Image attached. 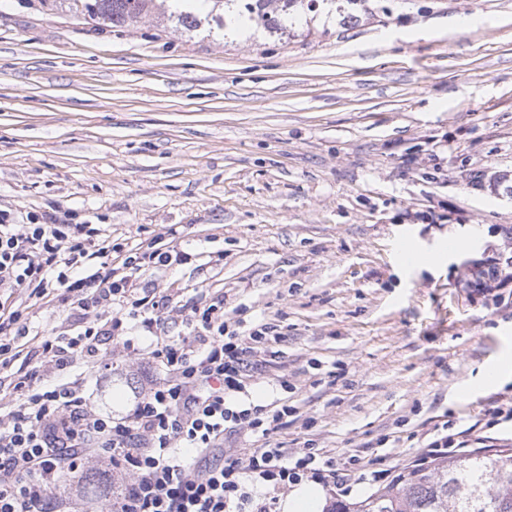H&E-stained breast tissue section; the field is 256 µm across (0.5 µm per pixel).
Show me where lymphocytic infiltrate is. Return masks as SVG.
Here are the masks:
<instances>
[{"label": "lymphocytic infiltrate", "instance_id": "obj_1", "mask_svg": "<svg viewBox=\"0 0 512 512\" xmlns=\"http://www.w3.org/2000/svg\"><path fill=\"white\" fill-rule=\"evenodd\" d=\"M191 259L151 244L116 256L94 224L48 214L20 224L0 210V372L13 374L0 393V512H102L76 482L101 459L129 476L119 512H274L277 492L305 477L347 493L349 470L308 446L291 454L265 443L289 407L256 404L247 386L282 339L274 325L228 324L219 300L193 307L183 334L163 335L171 299L149 294L142 277ZM20 288L43 300L61 290L66 329L35 332L24 308L3 300ZM116 342L127 360L165 373L117 417L87 395L88 374L111 371ZM22 358L31 368L14 370ZM241 431L263 445L215 460Z\"/></svg>", "mask_w": 512, "mask_h": 512}]
</instances>
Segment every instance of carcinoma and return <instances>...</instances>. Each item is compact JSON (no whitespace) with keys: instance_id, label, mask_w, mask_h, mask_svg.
I'll use <instances>...</instances> for the list:
<instances>
[{"instance_id":"obj_1","label":"carcinoma","mask_w":512,"mask_h":512,"mask_svg":"<svg viewBox=\"0 0 512 512\" xmlns=\"http://www.w3.org/2000/svg\"><path fill=\"white\" fill-rule=\"evenodd\" d=\"M99 28L154 16L210 37L233 25L254 36L292 34L329 17L336 0H44ZM324 512H512V453L461 454L398 477L367 498L336 499Z\"/></svg>"}]
</instances>
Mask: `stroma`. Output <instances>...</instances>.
<instances>
[{"label": "stroma", "instance_id": "stroma-1", "mask_svg": "<svg viewBox=\"0 0 512 512\" xmlns=\"http://www.w3.org/2000/svg\"><path fill=\"white\" fill-rule=\"evenodd\" d=\"M368 6L213 39L0 0V209L195 254L144 282L280 325L293 388L269 372L249 393L296 409L271 446L352 463L351 502L442 425L512 449V421L486 426L512 379H479L512 352V0ZM481 261L507 286L476 287ZM112 370L88 389L116 416L164 376L119 355Z\"/></svg>", "mask_w": 512, "mask_h": 512}]
</instances>
